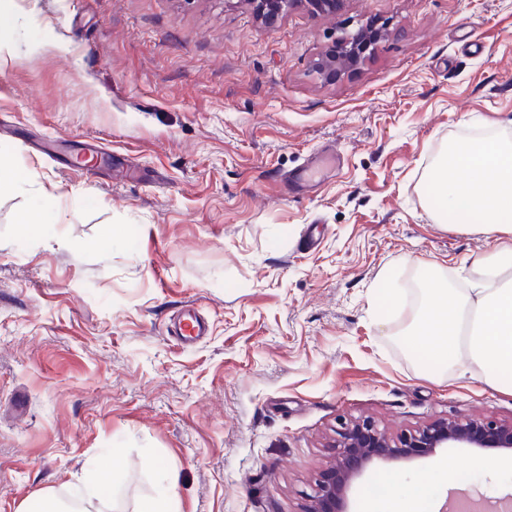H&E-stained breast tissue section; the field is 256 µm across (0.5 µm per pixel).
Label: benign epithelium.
Listing matches in <instances>:
<instances>
[{"label": "benign epithelium", "mask_w": 512, "mask_h": 512, "mask_svg": "<svg viewBox=\"0 0 512 512\" xmlns=\"http://www.w3.org/2000/svg\"><path fill=\"white\" fill-rule=\"evenodd\" d=\"M268 23L296 0H252ZM318 13H336L343 0H303ZM380 31L372 24L337 38L316 63L317 73L334 80L357 66L375 50ZM334 447L337 451L322 466L310 504L305 512H347L348 492L353 484L378 461H395L425 456L437 448L512 449V422L475 416L465 420L443 419L412 431L391 436L375 420L366 417L340 423Z\"/></svg>", "instance_id": "obj_1"}]
</instances>
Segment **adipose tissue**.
Here are the masks:
<instances>
[{
    "label": "adipose tissue",
    "mask_w": 512,
    "mask_h": 512,
    "mask_svg": "<svg viewBox=\"0 0 512 512\" xmlns=\"http://www.w3.org/2000/svg\"><path fill=\"white\" fill-rule=\"evenodd\" d=\"M446 220L476 227L494 248L475 259L462 286L425 278V302L408 338L437 364L478 370L493 388L512 393V144L490 139L452 143L429 185ZM107 488L75 487L70 504L36 492L43 512H90Z\"/></svg>",
    "instance_id": "obj_1"
}]
</instances>
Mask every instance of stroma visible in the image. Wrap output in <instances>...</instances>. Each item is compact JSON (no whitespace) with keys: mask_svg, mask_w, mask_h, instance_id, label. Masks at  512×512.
I'll use <instances>...</instances> for the list:
<instances>
[{"mask_svg":"<svg viewBox=\"0 0 512 512\" xmlns=\"http://www.w3.org/2000/svg\"><path fill=\"white\" fill-rule=\"evenodd\" d=\"M369 22L370 58L315 73ZM12 25L0 512L87 479L114 488L107 512L161 489L174 512H305L342 420H512V394L402 341L418 281L494 246L441 223L428 182L450 143L512 140V0H296L270 25L251 0H0ZM309 161L316 187L284 195ZM189 309L209 324L192 344L172 331ZM420 483L417 512H497L512 451L378 464L348 510L392 512Z\"/></svg>","mask_w":512,"mask_h":512,"instance_id":"obj_1","label":"stroma"}]
</instances>
